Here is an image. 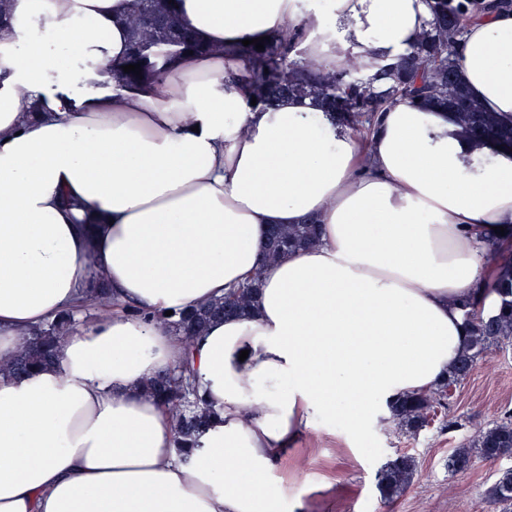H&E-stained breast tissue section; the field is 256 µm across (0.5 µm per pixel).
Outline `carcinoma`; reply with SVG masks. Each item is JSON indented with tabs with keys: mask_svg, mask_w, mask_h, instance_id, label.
<instances>
[{
	"mask_svg": "<svg viewBox=\"0 0 512 512\" xmlns=\"http://www.w3.org/2000/svg\"><path fill=\"white\" fill-rule=\"evenodd\" d=\"M464 4L453 0H432L433 28L425 33L411 52L392 62H384L369 73L350 62L338 70L320 68L302 57L299 49L305 33L285 28L264 43V50L252 47L248 53L245 85L256 104L271 106L285 96L309 97L326 112L354 131L372 130L376 114L383 107L400 102H421L431 108L447 110L464 134L489 138L505 149L512 148V118L486 111L466 89L457 69L460 36L468 19ZM132 36V51L124 64H141V75L123 71L122 66L109 65L105 72L119 75L122 86L136 89L148 83L158 84L168 58L189 50H198L190 30L179 20L166 0H134L126 17ZM320 225L310 220L290 226L274 225L267 233V259L275 262L288 254L311 245L319 239ZM488 256L496 276L486 290L499 299L497 310L487 315L466 302L469 344L466 353L452 364L448 378L434 390L407 394L392 406L398 428L414 434L446 405L448 388L459 384L471 373L477 360L491 347L512 346V254L498 252V243L488 248ZM257 284L247 281L239 291L189 312L167 316L153 314L152 320L167 324L178 332L185 349L194 337L201 335L214 318L226 315L248 316L255 306ZM72 315L66 314L38 329L31 345L13 362L2 366L0 373L21 375L43 367L55 356L56 344L70 329ZM182 367L180 375H158L150 380L147 391L175 415L178 452L187 455L195 447L202 428L208 425L213 411L201 406ZM495 461L512 457V419L493 423L478 431L462 448L448 457V469L464 473L473 459ZM417 460L400 455L387 462L380 471L381 502L389 504L410 485ZM486 502L512 509V469L504 471L489 489Z\"/></svg>",
	"mask_w": 512,
	"mask_h": 512,
	"instance_id": "cac0c4a2",
	"label": "carcinoma"
}]
</instances>
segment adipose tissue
<instances>
[{
	"label": "adipose tissue",
	"mask_w": 512,
	"mask_h": 512,
	"mask_svg": "<svg viewBox=\"0 0 512 512\" xmlns=\"http://www.w3.org/2000/svg\"><path fill=\"white\" fill-rule=\"evenodd\" d=\"M300 2L179 0L203 53L133 91L95 70L127 56L130 0H7L0 361L93 280L138 311L78 324L51 366L0 377V512H274L266 476L311 419L362 435L378 408L447 375L465 347L462 301L495 308L484 242L512 232V153L410 103L363 141L310 100L262 107L241 88L244 40L291 25L317 65L372 67L430 29L427 0H329L327 18ZM44 27L91 68H63ZM458 63L490 111L512 115V9L473 10ZM310 215L318 242L264 265L269 225ZM256 272L254 316L212 323L191 350L148 319ZM184 366L216 412L186 459L142 391Z\"/></svg>",
	"instance_id": "obj_1"
}]
</instances>
